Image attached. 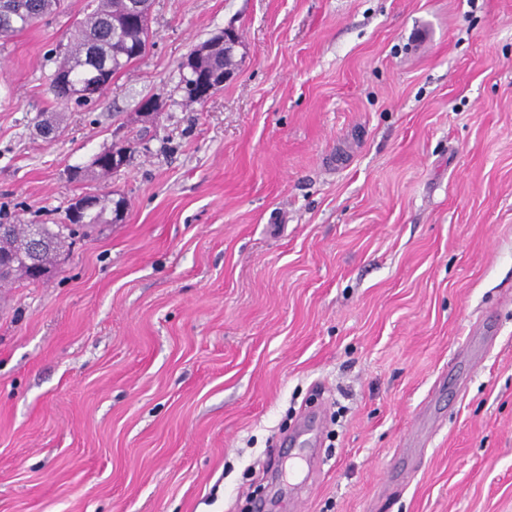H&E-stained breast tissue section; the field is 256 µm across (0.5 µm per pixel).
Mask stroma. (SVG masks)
Masks as SVG:
<instances>
[{
	"instance_id": "35a3bbf8",
	"label": "stroma",
	"mask_w": 512,
	"mask_h": 512,
	"mask_svg": "<svg viewBox=\"0 0 512 512\" xmlns=\"http://www.w3.org/2000/svg\"><path fill=\"white\" fill-rule=\"evenodd\" d=\"M91 10L0 38V223L125 202L0 288V512H512V0H153L79 108L49 83ZM238 37V33L234 28H224V44L213 43L219 39V36L215 37L210 42L220 47L215 51L210 59V62L205 63L206 66L211 65L217 70H224L228 67H235L237 65V61L234 59L235 55L232 53H226L224 49L229 48L231 51L235 52L237 48L241 46L240 39ZM199 69H201V66L196 67L194 72H181L177 86L178 90L182 92L183 98L191 103L201 102L210 95V93L204 95L205 91L201 90L200 83L195 79V73H198Z\"/></svg>"
}]
</instances>
